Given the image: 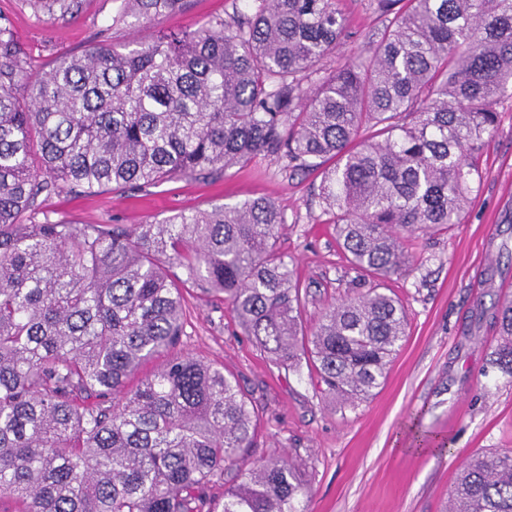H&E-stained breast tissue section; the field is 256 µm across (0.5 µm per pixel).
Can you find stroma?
<instances>
[{
	"mask_svg": "<svg viewBox=\"0 0 512 512\" xmlns=\"http://www.w3.org/2000/svg\"><path fill=\"white\" fill-rule=\"evenodd\" d=\"M337 6L350 35L335 58L365 54L387 17L374 0H337ZM232 11V0H187L143 26L112 28L109 38L123 45L194 30ZM111 12L112 0H86L78 17L54 19L34 16L23 0H0V14L37 71L59 53L77 55L98 43ZM495 109L499 126L480 152L481 181L461 224L416 238L412 266L388 282L404 303L408 336L384 383L365 401L350 406L326 394L308 366L277 368L223 296L183 292V334L170 354L192 355L235 376L259 417L254 456H291L311 490L308 512H445L464 461L512 450V378L490 366L499 341L494 307L512 298V90ZM320 180V169L295 170L286 159L260 155L223 173L142 190L64 192L46 209L76 224L133 227L270 198L283 213L278 247L302 285V318L310 328L325 308L370 287L336 245L318 197Z\"/></svg>",
	"mask_w": 512,
	"mask_h": 512,
	"instance_id": "obj_1",
	"label": "stroma"
}]
</instances>
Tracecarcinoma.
<instances>
[{
    "label": "carcinoma",
    "mask_w": 512,
    "mask_h": 512,
    "mask_svg": "<svg viewBox=\"0 0 512 512\" xmlns=\"http://www.w3.org/2000/svg\"><path fill=\"white\" fill-rule=\"evenodd\" d=\"M34 14L84 0H23ZM183 0H112L115 26ZM391 19L370 55L324 59L346 37L336 0H235L192 32L63 54L29 80L0 16V503L16 512H304L286 458L249 460L252 408L224 369L190 355L140 372L182 335V288L224 295L284 369L325 391L372 395L406 333L378 288L302 329L299 282L276 248L284 218L256 198L155 224H73L63 192L156 186L264 154L328 159L319 198L340 248L385 282L410 268L403 238L446 232L479 183L476 152L512 89V0H377ZM181 273L174 272V269ZM491 363L512 377V299ZM448 512H512V451L475 454Z\"/></svg>",
    "instance_id": "obj_1"
}]
</instances>
